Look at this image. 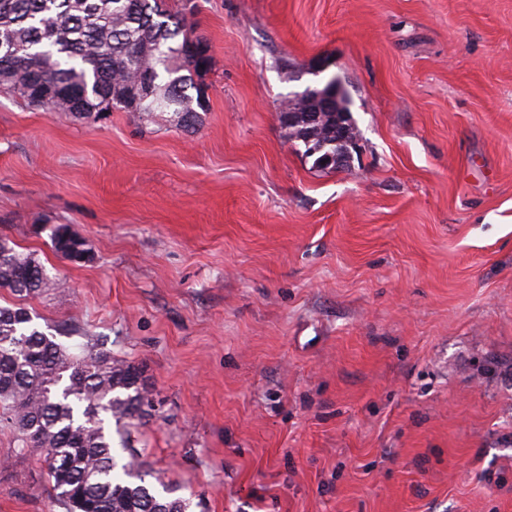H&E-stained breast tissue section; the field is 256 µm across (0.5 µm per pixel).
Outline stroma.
Returning <instances> with one entry per match:
<instances>
[{
    "mask_svg": "<svg viewBox=\"0 0 512 512\" xmlns=\"http://www.w3.org/2000/svg\"><path fill=\"white\" fill-rule=\"evenodd\" d=\"M195 2L193 130L0 91V239L65 282L0 306L143 369L159 409L113 445L196 512H512V0ZM331 76L342 172L280 121ZM16 448L0 512H64ZM74 238H79L71 234L65 225L58 226L52 235V247L54 251L65 259L74 262H80L84 258L74 247Z\"/></svg>",
    "mask_w": 512,
    "mask_h": 512,
    "instance_id": "obj_1",
    "label": "stroma"
}]
</instances>
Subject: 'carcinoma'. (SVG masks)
<instances>
[{
	"mask_svg": "<svg viewBox=\"0 0 512 512\" xmlns=\"http://www.w3.org/2000/svg\"><path fill=\"white\" fill-rule=\"evenodd\" d=\"M193 12H173L166 0H0V86L32 103L45 96L79 97L80 113L91 117L133 94L138 79L156 77V95L136 108L152 115L172 113L181 128L199 121L209 69L198 49L206 42L190 36ZM313 100L297 94L281 112L302 113ZM349 137H358L350 102L339 97L320 114L316 143L321 156L343 148L336 119ZM75 235L65 225L52 235L54 251L83 260ZM61 285L45 268L0 240V288L19 297L40 295ZM155 410L144 371L118 361L104 345L72 356L33 325L22 307H0V424L13 430L20 450L41 448L43 468L66 512H188L181 487L144 469L134 456L121 463L107 425L116 432ZM155 477L158 494L146 481Z\"/></svg>",
	"mask_w": 512,
	"mask_h": 512,
	"instance_id": "1",
	"label": "carcinoma"
}]
</instances>
